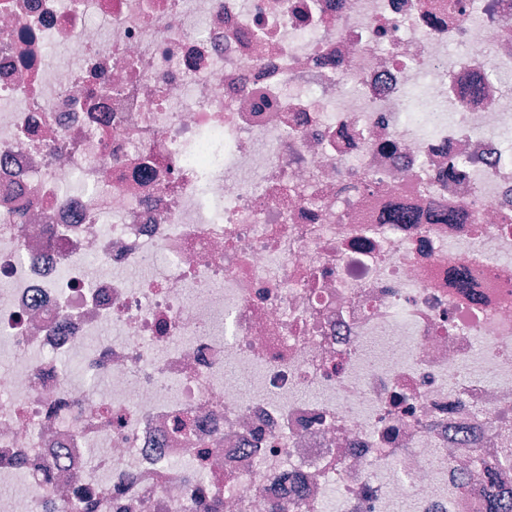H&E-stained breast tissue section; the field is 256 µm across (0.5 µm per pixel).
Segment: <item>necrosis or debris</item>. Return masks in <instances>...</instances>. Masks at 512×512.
I'll return each instance as SVG.
<instances>
[{
  "instance_id": "1",
  "label": "necrosis or debris",
  "mask_w": 512,
  "mask_h": 512,
  "mask_svg": "<svg viewBox=\"0 0 512 512\" xmlns=\"http://www.w3.org/2000/svg\"><path fill=\"white\" fill-rule=\"evenodd\" d=\"M1 342L0 512H507L512 0H0Z\"/></svg>"
}]
</instances>
